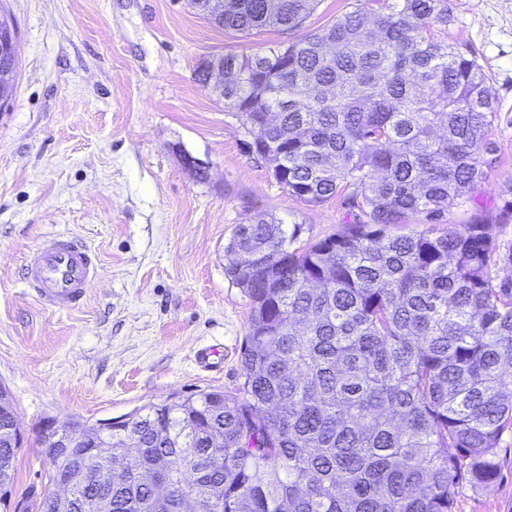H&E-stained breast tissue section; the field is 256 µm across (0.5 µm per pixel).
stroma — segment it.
<instances>
[{
    "label": "stroma",
    "mask_w": 512,
    "mask_h": 512,
    "mask_svg": "<svg viewBox=\"0 0 512 512\" xmlns=\"http://www.w3.org/2000/svg\"><path fill=\"white\" fill-rule=\"evenodd\" d=\"M448 44L475 57L496 98L474 191L500 249L512 247V0H448ZM18 31L14 97L0 112V388L24 442L13 494L55 489L44 420L92 425L174 393L234 390L250 301L225 271L239 224L272 214L305 246L340 233L342 198L288 195L251 154L238 117L197 83L202 57L267 48L203 19L190 0H0ZM81 238L99 274L80 307L40 304L31 251ZM216 350L209 364L198 350ZM499 480L461 490L457 512H512V429Z\"/></svg>",
    "instance_id": "1"
}]
</instances>
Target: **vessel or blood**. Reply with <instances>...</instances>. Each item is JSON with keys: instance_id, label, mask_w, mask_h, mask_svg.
<instances>
[{"instance_id": "b4317fda", "label": "vessel or blood", "mask_w": 512, "mask_h": 512, "mask_svg": "<svg viewBox=\"0 0 512 512\" xmlns=\"http://www.w3.org/2000/svg\"><path fill=\"white\" fill-rule=\"evenodd\" d=\"M96 273L97 259L84 242L76 237H63L30 255L23 278L41 303L71 310L82 304L85 287Z\"/></svg>"}]
</instances>
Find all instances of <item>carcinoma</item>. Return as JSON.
<instances>
[{"instance_id":"cac0c4a2","label":"carcinoma","mask_w":512,"mask_h":512,"mask_svg":"<svg viewBox=\"0 0 512 512\" xmlns=\"http://www.w3.org/2000/svg\"><path fill=\"white\" fill-rule=\"evenodd\" d=\"M317 0H225L217 27L245 37L303 27ZM448 0H356L297 41L224 55V106L288 194L343 193V232L289 249L296 233L257 214L224 248L251 303L232 392L201 390L137 410L96 447L47 448L69 512H456L459 489L500 477L512 427V280L484 216L433 236L474 202L495 95L438 32ZM17 429L0 399V507ZM111 447L105 456L97 449ZM120 479L104 486L113 464ZM473 204L471 206L459 207L457 205L448 206V224H416L415 219L409 220L406 224H396L389 227V232L395 236H406L410 235L414 232H419L421 230H432L433 236H438L443 234L444 231L448 228L449 225L452 224H463L467 218L469 217L471 210L467 211V209H472Z\"/></svg>"}]
</instances>
